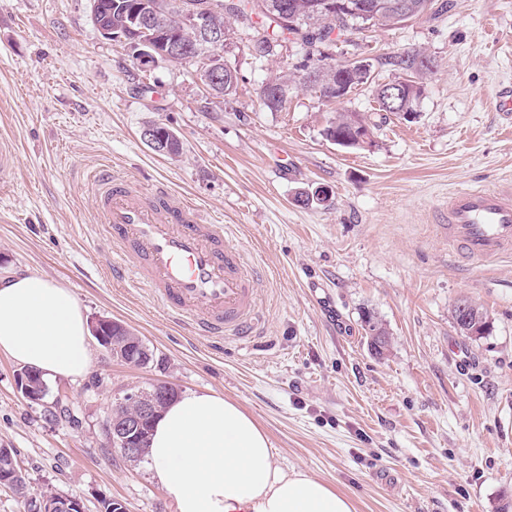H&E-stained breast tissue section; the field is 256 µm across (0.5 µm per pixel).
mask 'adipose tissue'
<instances>
[{
	"label": "adipose tissue",
	"mask_w": 512,
	"mask_h": 512,
	"mask_svg": "<svg viewBox=\"0 0 512 512\" xmlns=\"http://www.w3.org/2000/svg\"><path fill=\"white\" fill-rule=\"evenodd\" d=\"M0 353L49 378L92 366L78 298L58 283L0 278ZM265 430L216 392H190L156 421L149 459L176 512H355L352 500L300 469L273 461Z\"/></svg>",
	"instance_id": "obj_1"
}]
</instances>
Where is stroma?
I'll return each instance as SVG.
<instances>
[{
  "mask_svg": "<svg viewBox=\"0 0 512 512\" xmlns=\"http://www.w3.org/2000/svg\"><path fill=\"white\" fill-rule=\"evenodd\" d=\"M396 27L374 26L329 49L362 58L374 83L399 76L387 56L435 61L420 116L380 111L371 86L333 105L294 83L283 110L260 100L292 76L300 43L261 58L259 30L232 22L222 50L236 90L212 96L193 62L141 68L106 40L92 0H0V140L17 166L0 180V276L57 282L87 319L123 322L162 359L138 367L94 346L81 379L47 381L39 404L17 388L20 364L0 353V448L18 452L30 493L102 498L128 512H175L148 460L110 448L107 410L125 389L160 381L213 391L265 430L275 462L348 495L355 512H498L512 493V256L475 262L448 246L450 194L512 184V0H447ZM364 116L375 145L346 149L324 135L337 109ZM168 126L170 158L142 139ZM195 203L257 273L256 339L213 343L177 323L143 288L114 279L95 222L100 167ZM328 187L327 202L295 197ZM487 311L490 335H462L453 306ZM385 324L374 355L364 312Z\"/></svg>",
  "mask_w": 512,
  "mask_h": 512,
  "instance_id": "1",
  "label": "stroma"
}]
</instances>
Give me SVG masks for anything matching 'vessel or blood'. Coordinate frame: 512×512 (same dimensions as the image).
I'll return each instance as SVG.
<instances>
[{"label": "vessel or blood", "instance_id": "b4317fda", "mask_svg": "<svg viewBox=\"0 0 512 512\" xmlns=\"http://www.w3.org/2000/svg\"><path fill=\"white\" fill-rule=\"evenodd\" d=\"M94 209L117 244L112 276L143 285L199 335L248 338L260 317L256 278L244 255L191 201L102 171L92 177ZM448 241L476 261L512 252V191L470 188L448 198Z\"/></svg>", "mask_w": 512, "mask_h": 512}]
</instances>
